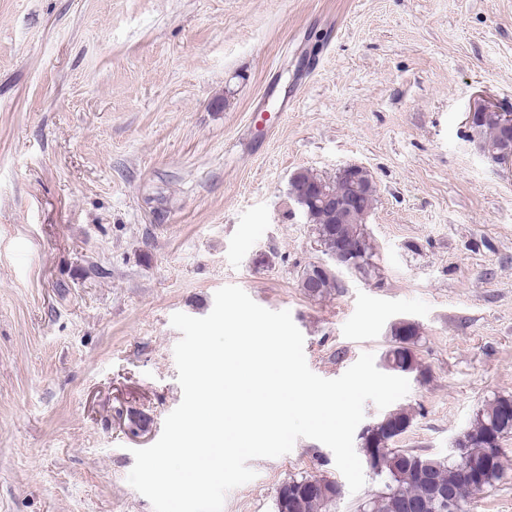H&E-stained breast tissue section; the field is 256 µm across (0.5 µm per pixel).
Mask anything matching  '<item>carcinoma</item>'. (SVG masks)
Instances as JSON below:
<instances>
[{
    "label": "carcinoma",
    "instance_id": "carcinoma-1",
    "mask_svg": "<svg viewBox=\"0 0 512 512\" xmlns=\"http://www.w3.org/2000/svg\"><path fill=\"white\" fill-rule=\"evenodd\" d=\"M483 142L491 147L500 145V131L488 122L478 124ZM322 182L338 195L353 193V185L360 186V215L350 224L336 226L329 223L326 207L321 201L307 206V223L311 224L316 243L326 254L336 250V239L353 250L352 256L361 262L359 273L368 277L375 271L372 262L374 246L365 231V218L374 208L376 192L372 177L364 173L353 180L338 172L333 179H324L308 171L295 173L290 180V194L311 199L312 185ZM299 287L311 298H321L329 291L341 287L338 272L322 275L316 264L305 265L299 276ZM420 339L417 326L398 323L391 332V344L384 357L394 361L401 372L426 375L428 369L416 355ZM512 395H496L477 409L467 428L462 452L470 471L462 470L457 461L414 453L394 447L397 438L411 426L412 415L398 409L376 422L368 435L360 439L364 454H373L378 462L375 477L383 491L363 505V512H405L412 502H428L432 491L438 488L460 498L459 512H473L475 496L500 481L505 474L501 441L512 434ZM343 495V487L326 476H291L276 491L275 512H336V503Z\"/></svg>",
    "mask_w": 512,
    "mask_h": 512
}]
</instances>
